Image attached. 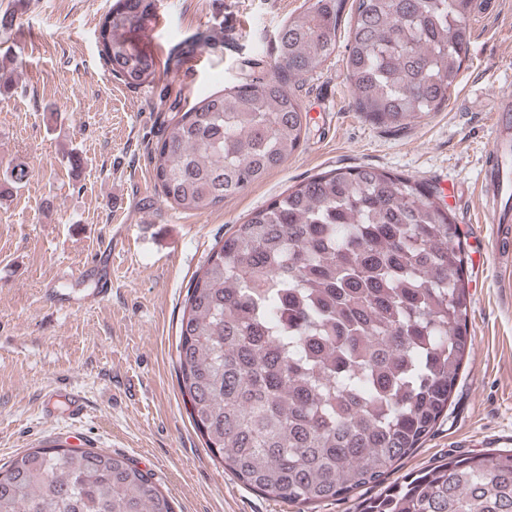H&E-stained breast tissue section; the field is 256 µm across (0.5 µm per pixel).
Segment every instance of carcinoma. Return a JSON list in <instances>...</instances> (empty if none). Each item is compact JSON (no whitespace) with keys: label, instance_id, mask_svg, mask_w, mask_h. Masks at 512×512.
I'll list each match as a JSON object with an SVG mask.
<instances>
[{"label":"carcinoma","instance_id":"1","mask_svg":"<svg viewBox=\"0 0 512 512\" xmlns=\"http://www.w3.org/2000/svg\"><path fill=\"white\" fill-rule=\"evenodd\" d=\"M155 0L100 22L112 75L137 89L155 57L129 37ZM345 0H310L281 28L270 74L176 114L151 151L165 200L205 212L261 182L306 135L290 84L336 52ZM474 0H352L346 79L371 122L447 106ZM209 42L168 55L176 73ZM13 165L7 184L29 179ZM462 232L431 185L373 166L312 176L253 210L190 281L176 369L211 456L246 486L303 506L377 492L358 512H512V448L388 475L448 409L472 345ZM289 298L288 324L274 322ZM0 512H172L149 473L101 448L44 444L0 466Z\"/></svg>","mask_w":512,"mask_h":512}]
</instances>
